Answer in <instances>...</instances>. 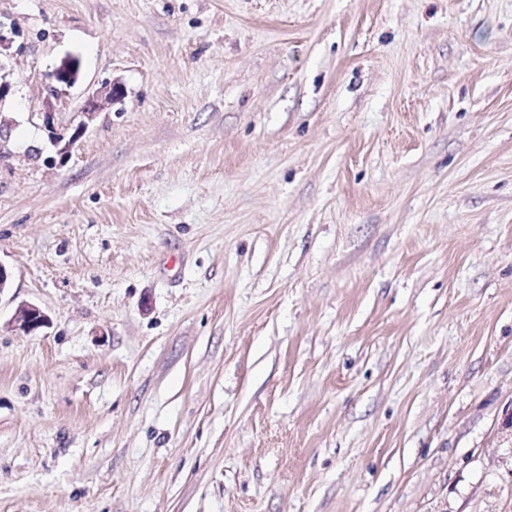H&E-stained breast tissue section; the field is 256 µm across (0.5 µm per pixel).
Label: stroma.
I'll use <instances>...</instances> for the list:
<instances>
[{
	"label": "stroma",
	"mask_w": 512,
	"mask_h": 512,
	"mask_svg": "<svg viewBox=\"0 0 512 512\" xmlns=\"http://www.w3.org/2000/svg\"><path fill=\"white\" fill-rule=\"evenodd\" d=\"M0 33V512H512V0H0ZM69 54L59 129L125 96L57 166ZM80 72V61L74 55H67L61 59L59 65L56 67L53 78L61 86L71 88L78 80ZM58 88L50 89L48 97L44 103V112H40L42 126L47 132L50 144L56 149V153L63 160L76 143L87 131L89 125L95 120L97 115L103 110L105 105L115 104L124 97V88L121 83H105L102 87L89 94L80 108V121L77 123L73 132L61 130L55 125V104L52 99L57 100ZM46 321L47 316L38 306L25 303L18 306L12 320V327L28 335L45 326Z\"/></svg>",
	"instance_id": "35a3bbf8"
}]
</instances>
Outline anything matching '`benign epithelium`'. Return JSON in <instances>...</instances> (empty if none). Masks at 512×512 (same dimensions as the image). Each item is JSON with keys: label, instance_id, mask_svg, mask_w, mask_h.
<instances>
[{"label": "benign epithelium", "instance_id": "benign-epithelium-1", "mask_svg": "<svg viewBox=\"0 0 512 512\" xmlns=\"http://www.w3.org/2000/svg\"><path fill=\"white\" fill-rule=\"evenodd\" d=\"M79 72V59L74 55H67L56 67L53 78L61 83V86L70 88L76 84ZM13 87V74L0 65V110L4 108L11 97ZM123 97L122 84L118 82L104 84L84 99L79 112L80 121L73 132L69 133L55 125L54 100L58 98V90L51 89L44 103V112L41 113L42 126L47 132L50 144L56 149L60 158L63 159L68 155L106 105H113L121 101ZM46 321L47 316L38 306L25 303L18 306L12 320V327L14 330L28 335L45 326Z\"/></svg>", "mask_w": 512, "mask_h": 512}]
</instances>
